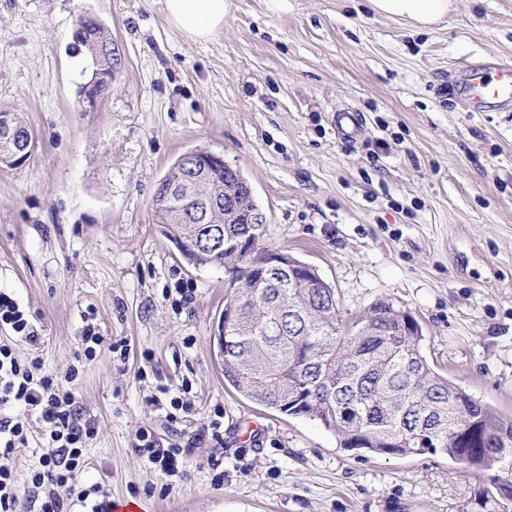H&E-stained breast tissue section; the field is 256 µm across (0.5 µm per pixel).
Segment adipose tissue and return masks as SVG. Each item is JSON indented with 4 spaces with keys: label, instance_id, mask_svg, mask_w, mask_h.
<instances>
[{
    "label": "adipose tissue",
    "instance_id": "adipose-tissue-1",
    "mask_svg": "<svg viewBox=\"0 0 512 512\" xmlns=\"http://www.w3.org/2000/svg\"><path fill=\"white\" fill-rule=\"evenodd\" d=\"M375 13L399 17L421 28L443 21L452 6L451 0H370ZM227 0H165L172 26L185 37L202 41L224 25Z\"/></svg>",
    "mask_w": 512,
    "mask_h": 512
}]
</instances>
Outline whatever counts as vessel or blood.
Wrapping results in <instances>:
<instances>
[{
  "mask_svg": "<svg viewBox=\"0 0 512 512\" xmlns=\"http://www.w3.org/2000/svg\"><path fill=\"white\" fill-rule=\"evenodd\" d=\"M453 90L479 109L512 108V64L476 62L459 76Z\"/></svg>",
  "mask_w": 512,
  "mask_h": 512,
  "instance_id": "vessel-or-blood-1",
  "label": "vessel or blood"
}]
</instances>
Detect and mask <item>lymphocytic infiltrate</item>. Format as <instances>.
I'll use <instances>...</instances> for the list:
<instances>
[{
    "mask_svg": "<svg viewBox=\"0 0 512 512\" xmlns=\"http://www.w3.org/2000/svg\"><path fill=\"white\" fill-rule=\"evenodd\" d=\"M41 369L39 356L20 357L0 342V512H75L85 504L91 512H112L105 490L76 488L87 442L96 432L68 387L79 370L71 368L62 384ZM20 407L25 417L16 416ZM35 433L42 452L28 471L30 496L22 499L16 488V454Z\"/></svg>",
    "mask_w": 512,
    "mask_h": 512,
    "instance_id": "lymphocytic-infiltrate-1",
    "label": "lymphocytic infiltrate"
}]
</instances>
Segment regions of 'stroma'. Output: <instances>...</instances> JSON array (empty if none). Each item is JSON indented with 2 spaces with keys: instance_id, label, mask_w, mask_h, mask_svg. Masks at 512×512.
Here are the masks:
<instances>
[{
  "instance_id": "stroma-1",
  "label": "stroma",
  "mask_w": 512,
  "mask_h": 512,
  "mask_svg": "<svg viewBox=\"0 0 512 512\" xmlns=\"http://www.w3.org/2000/svg\"><path fill=\"white\" fill-rule=\"evenodd\" d=\"M85 12L126 59L87 112L92 60L72 48ZM483 58L512 64V0H453L427 30L368 0L278 13L229 0L203 42L171 25L164 0H0V112L35 136L24 165L0 167V290L41 337L17 353L60 380L79 369L97 428L80 486L142 512H512L488 471L349 451L320 421L226 387L210 341L224 271L187 264L152 205L182 154L222 155L251 184L269 244L316 267L345 317L379 300L410 311L427 359L512 419V112L448 90ZM89 325L103 338L90 361ZM176 399L192 409L172 422ZM142 429L183 448L184 470L156 472L135 446Z\"/></svg>"
}]
</instances>
